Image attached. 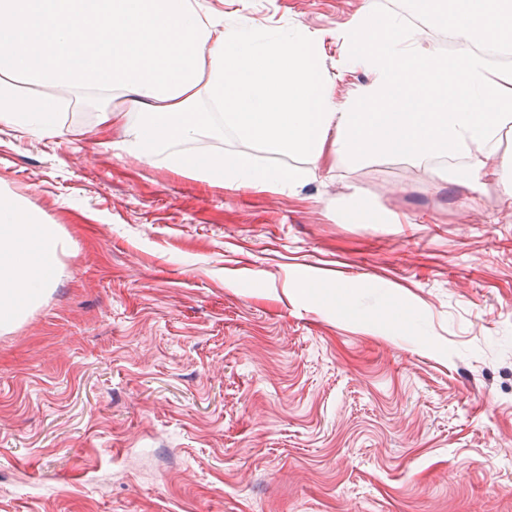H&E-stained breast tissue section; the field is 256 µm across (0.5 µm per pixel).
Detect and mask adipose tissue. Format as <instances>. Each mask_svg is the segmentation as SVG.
<instances>
[{"label": "adipose tissue", "mask_w": 512, "mask_h": 512, "mask_svg": "<svg viewBox=\"0 0 512 512\" xmlns=\"http://www.w3.org/2000/svg\"><path fill=\"white\" fill-rule=\"evenodd\" d=\"M450 20L465 45L450 55L415 37L406 20L368 7L342 34L346 56L369 75L337 101L310 34L257 38L247 16L225 25L199 0H0V122L54 132L57 104L16 81L83 90L103 100L100 135L120 132L125 151L212 186L267 191L298 186L303 170L261 167L238 152L186 143L232 129L313 164L388 154L467 156L449 182L480 192L512 123V67L474 47L512 40V0H458ZM207 111H197L199 102ZM495 120L487 122L484 112ZM140 113L132 121L131 113ZM69 242L59 225L0 189V332L21 326L53 290Z\"/></svg>", "instance_id": "obj_1"}]
</instances>
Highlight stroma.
I'll return each mask as SVG.
<instances>
[{
	"instance_id": "35a3bbf8",
	"label": "stroma",
	"mask_w": 512,
	"mask_h": 512,
	"mask_svg": "<svg viewBox=\"0 0 512 512\" xmlns=\"http://www.w3.org/2000/svg\"><path fill=\"white\" fill-rule=\"evenodd\" d=\"M200 2L273 36L364 0ZM321 60L337 100L368 80L340 42ZM19 89L60 128L0 124V187L71 250L0 334V512H512V171L473 194L442 179L461 156L312 170L228 129L192 149L310 174L211 187L101 144L94 97ZM356 188L398 223H346ZM395 308L414 321L372 329Z\"/></svg>"
}]
</instances>
